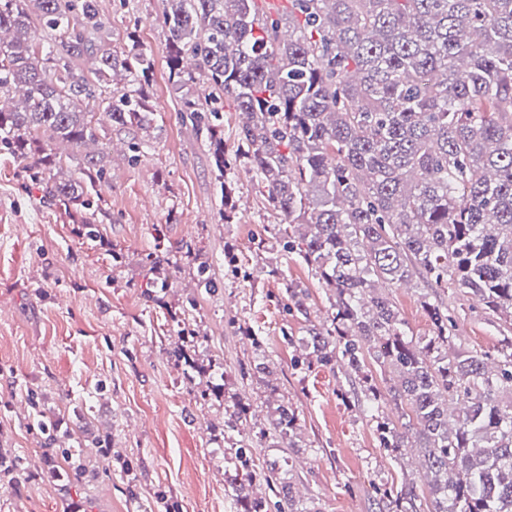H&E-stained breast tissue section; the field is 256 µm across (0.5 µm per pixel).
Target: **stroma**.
Returning <instances> with one entry per match:
<instances>
[{"label": "stroma", "mask_w": 512, "mask_h": 512, "mask_svg": "<svg viewBox=\"0 0 512 512\" xmlns=\"http://www.w3.org/2000/svg\"><path fill=\"white\" fill-rule=\"evenodd\" d=\"M164 6L97 0L113 49L133 32L151 54L149 95L157 113L154 130L116 124L97 146L104 166L91 207L98 238L79 235L64 210L44 204L22 164L0 152V457L22 460L27 470L21 482L0 487V512H145L163 495L174 497L180 512H236L224 492V410L196 402L168 354L184 317L198 326L200 353L219 357L232 392L249 399L247 436L267 427L270 399L297 411L294 440H275L253 454L259 465L287 459L296 496L314 512H378L375 487L409 479L429 495L420 449L391 460L357 403L342 399L343 373L317 364L295 370L305 356L301 339L327 317L329 293L296 254L279 246L254 252L281 217L245 167L230 175L235 209L224 217L205 139L184 119L168 80L158 22ZM189 242L216 291L199 287L184 256ZM229 249L241 276L224 261ZM151 253L175 263L167 290L150 285L141 261ZM290 286L307 289V315L295 312ZM424 294L417 278L388 290L416 336L431 332ZM431 296L456 317L452 351H478L497 362L498 316L455 290ZM241 323L258 331L275 365L268 382L245 372L254 349L238 332ZM42 415L68 427L96 479L37 477L46 442L37 425ZM100 436L138 461L136 493L109 471L94 445Z\"/></svg>", "instance_id": "stroma-1"}]
</instances>
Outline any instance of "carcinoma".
<instances>
[{
	"mask_svg": "<svg viewBox=\"0 0 512 512\" xmlns=\"http://www.w3.org/2000/svg\"><path fill=\"white\" fill-rule=\"evenodd\" d=\"M0 0V103L20 92L23 106H0V150L24 164L46 203L83 215L104 174L85 155L76 178L59 180L63 156L107 135L92 112L147 131L156 123L145 82L151 56L136 43L117 52L96 0ZM161 22L169 80L182 111L206 134L222 177L224 216L232 212L227 173L244 163L279 212L275 242L296 252L333 293L328 320L302 345L316 361L344 372L363 411L376 422L379 447L394 461L410 439L431 474L430 507L416 485L379 487V512H512V0H287L265 12L258 0H165ZM47 29L35 39V22ZM87 59L94 67L84 70ZM130 88L117 89L119 72ZM233 99L245 115L229 154L219 115L201 122L193 86ZM453 288L499 316L511 334L492 372L487 356L449 352L456 324L448 309L424 300L432 335L415 337L376 282ZM288 297L308 315L307 292ZM171 357L192 379L194 398L224 401V442L237 512H268L254 494L264 483L278 512H312L296 499L278 460L254 464L240 425L252 405L225 400L227 372L197 364L195 330L184 326ZM398 383L378 390L373 370ZM406 405L398 421L380 415L383 396ZM295 409L280 404L260 437L293 438ZM105 453L134 492L137 464ZM81 455L66 464L44 457L42 475L86 476ZM23 476L8 462L0 485Z\"/></svg>",
	"mask_w": 512,
	"mask_h": 512,
	"instance_id": "cac0c4a2",
	"label": "carcinoma"
}]
</instances>
